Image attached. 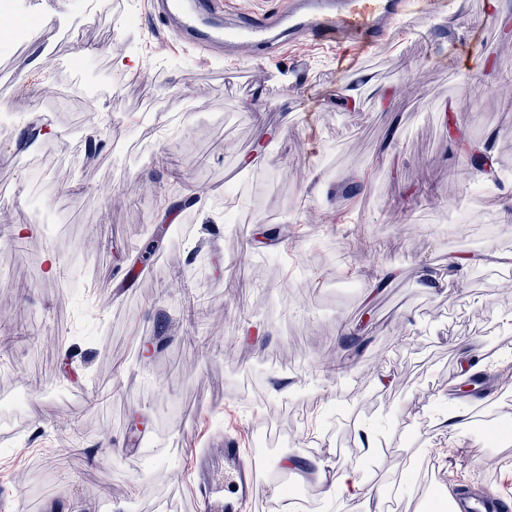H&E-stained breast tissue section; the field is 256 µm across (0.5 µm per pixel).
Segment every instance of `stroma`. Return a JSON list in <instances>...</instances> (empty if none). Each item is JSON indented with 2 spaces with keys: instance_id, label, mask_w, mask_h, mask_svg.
<instances>
[{
  "instance_id": "stroma-1",
  "label": "stroma",
  "mask_w": 512,
  "mask_h": 512,
  "mask_svg": "<svg viewBox=\"0 0 512 512\" xmlns=\"http://www.w3.org/2000/svg\"><path fill=\"white\" fill-rule=\"evenodd\" d=\"M15 2L39 23L0 39V397L29 401L0 422V512H200L193 455L223 481L205 440L230 430L251 445L264 414L230 393L245 377L267 404L308 410L309 430L280 425L277 457L374 470L366 497L299 480L304 512H425L441 475L483 471L486 450L444 413V388L462 350L487 351L489 323L512 313L508 270L481 262L433 293L420 282L458 252L512 254V0H440L368 53L307 42L237 61L183 50L148 0ZM474 31L485 66L469 74L453 56ZM143 44L168 66L146 68ZM305 73L318 101L307 117ZM90 78L108 88L91 104ZM146 92L166 107L160 123L179 115L177 136L142 120ZM486 141L504 169L490 184L460 148ZM230 192L249 213L225 212ZM162 222L182 237L156 233ZM360 233L373 243L361 256L349 249ZM318 236L329 250L291 276ZM149 242L160 256L139 278ZM341 261L353 286L332 273ZM387 265L400 277L367 298ZM109 276L127 293L109 299ZM87 282L104 325L82 318ZM73 385L112 397L79 407ZM63 418L80 430V464L58 480L45 457L67 447Z\"/></svg>"
}]
</instances>
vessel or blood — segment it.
I'll return each mask as SVG.
<instances>
[{
    "mask_svg": "<svg viewBox=\"0 0 512 512\" xmlns=\"http://www.w3.org/2000/svg\"><path fill=\"white\" fill-rule=\"evenodd\" d=\"M411 12L408 0H289L275 13L224 11L218 0H150V14L175 26L180 42L191 49H223L227 58L273 54L301 40L317 45H354L368 51L386 40L390 30ZM224 449V481L209 476L203 456H195V493L202 512H241L270 482L288 484L296 471L266 459L248 457L238 440L219 437ZM235 488L221 496L222 485ZM448 512H512V497L498 491L464 489L454 494Z\"/></svg>",
    "mask_w": 512,
    "mask_h": 512,
    "instance_id": "vessel-or-blood-1",
    "label": "vessel or blood"
}]
</instances>
